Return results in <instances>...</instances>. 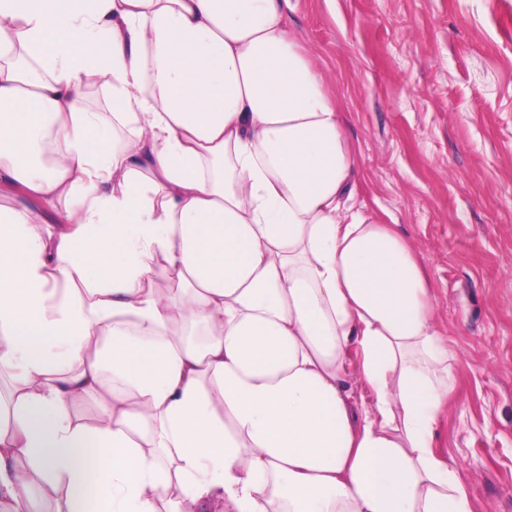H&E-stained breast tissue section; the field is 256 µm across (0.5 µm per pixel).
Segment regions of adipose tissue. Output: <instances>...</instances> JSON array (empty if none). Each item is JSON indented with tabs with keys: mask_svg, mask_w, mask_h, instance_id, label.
<instances>
[{
	"mask_svg": "<svg viewBox=\"0 0 512 512\" xmlns=\"http://www.w3.org/2000/svg\"><path fill=\"white\" fill-rule=\"evenodd\" d=\"M290 8L0 0V512H471L430 281Z\"/></svg>",
	"mask_w": 512,
	"mask_h": 512,
	"instance_id": "1",
	"label": "adipose tissue"
}]
</instances>
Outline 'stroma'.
Listing matches in <instances>:
<instances>
[{
	"label": "stroma",
	"instance_id": "1",
	"mask_svg": "<svg viewBox=\"0 0 512 512\" xmlns=\"http://www.w3.org/2000/svg\"><path fill=\"white\" fill-rule=\"evenodd\" d=\"M358 158L357 202L414 245L455 354L438 443L472 512H512V0H292Z\"/></svg>",
	"mask_w": 512,
	"mask_h": 512
}]
</instances>
